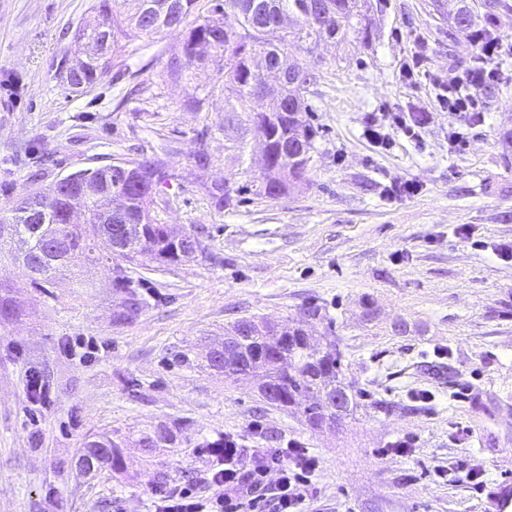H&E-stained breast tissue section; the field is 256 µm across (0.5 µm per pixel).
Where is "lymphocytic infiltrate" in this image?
<instances>
[{
    "instance_id": "lymphocytic-infiltrate-1",
    "label": "lymphocytic infiltrate",
    "mask_w": 512,
    "mask_h": 512,
    "mask_svg": "<svg viewBox=\"0 0 512 512\" xmlns=\"http://www.w3.org/2000/svg\"><path fill=\"white\" fill-rule=\"evenodd\" d=\"M512 52V38L492 35L477 46L474 66L465 75H449L440 99L449 111L480 122L484 119L478 91L499 84L498 59ZM220 467L212 477L214 493L208 497L192 490L156 489L155 512H306L315 491L313 479L321 467L317 455L291 442L284 448L247 450L238 437L226 434Z\"/></svg>"
}]
</instances>
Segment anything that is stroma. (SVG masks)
Returning <instances> with one entry per match:
<instances>
[{"label":"stroma","instance_id":"35a3bbf8","mask_svg":"<svg viewBox=\"0 0 512 512\" xmlns=\"http://www.w3.org/2000/svg\"><path fill=\"white\" fill-rule=\"evenodd\" d=\"M372 2L370 41L303 56L317 75L304 115L311 161L269 199L257 193L262 135L249 113L225 111L214 69L193 68L187 84L162 77L184 28L119 40L101 81L72 93L57 64L98 0H0V203L77 169L159 157L171 173L160 223L203 232L201 251L177 264L82 261L43 288L17 241L0 237V296L18 309L0 316V512H155L156 487L210 495L206 445L227 433L317 454L309 512H512L499 495L512 487V260L499 253L512 245V54L499 60L501 84L478 94L484 122L461 125L435 83L469 70L475 45L433 0ZM415 54L425 71L404 77ZM422 107L433 120L417 139L384 149L364 138ZM224 178L239 193L221 208L207 188ZM406 180L417 192L393 193ZM120 276L140 300L123 324L113 321L127 298ZM311 306L335 334L307 320ZM250 316L338 342L360 393L354 414L312 432L254 380L230 384L209 367L225 326ZM32 371L50 387L39 404ZM155 424L179 447H142L139 430ZM105 435L122 438L123 468L84 473L87 443ZM396 440L414 456L381 457ZM474 465L489 494L468 487Z\"/></svg>","mask_w":512,"mask_h":512}]
</instances>
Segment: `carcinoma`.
<instances>
[{"instance_id": "carcinoma-1", "label": "carcinoma", "mask_w": 512, "mask_h": 512, "mask_svg": "<svg viewBox=\"0 0 512 512\" xmlns=\"http://www.w3.org/2000/svg\"><path fill=\"white\" fill-rule=\"evenodd\" d=\"M371 0H224L211 14L196 17L187 25L181 54L170 58L164 76L187 81L196 65H208L217 73V88L224 92V111L248 112L259 129L267 131V152L272 166L262 173L257 194L277 197L302 179L292 156L312 145L313 129L302 120L305 99L295 100L296 90L286 85L276 89L260 85L253 59L274 60L283 68L299 66L297 53L310 52L329 40L342 43L352 36L369 37L367 17ZM199 0H137L133 13L120 17L112 0H99L98 19L78 29L74 41L92 46L61 66L62 82L73 88L78 82L87 88L107 72L112 47L118 38L129 41L150 36L172 23L186 25L189 16L200 11ZM233 15L229 25L224 15ZM280 15L290 19L283 32L271 25ZM452 20L459 32L470 36L473 14L468 0H456ZM71 187L52 194L48 208L34 209L39 193H27L15 204L0 208V225H11L14 233L26 236L33 259L37 260L56 244L51 263L34 268L33 282L49 281V274L71 262L96 253L111 258L112 228L102 223L116 207L124 210L126 230L121 233L120 258L127 262L147 255L160 266L171 265L186 252L183 242L166 232L152 215L158 187L172 177L160 158L129 161L122 178L96 184V177L75 171ZM89 190L84 203V221H72V191ZM225 352L210 357V366L224 371V380L235 379L247 367L264 378L275 393L271 405L300 414L307 425L318 430L334 426L353 411L354 398L342 381V354L337 348L324 349L301 327H279L262 318L237 321L224 330ZM145 448H170L177 435L166 425L141 432ZM108 448L104 462L117 468L122 464L120 442L93 441L87 449Z\"/></svg>"}]
</instances>
